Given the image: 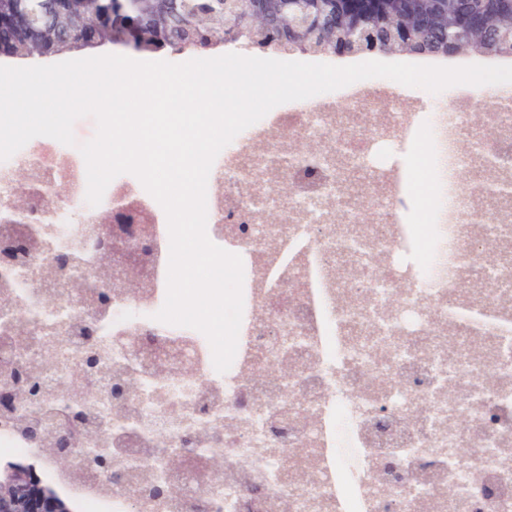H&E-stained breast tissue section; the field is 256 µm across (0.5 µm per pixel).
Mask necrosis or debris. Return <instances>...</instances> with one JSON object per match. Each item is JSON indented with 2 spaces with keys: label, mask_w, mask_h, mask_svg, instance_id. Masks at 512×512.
<instances>
[{
  "label": "necrosis or debris",
  "mask_w": 512,
  "mask_h": 512,
  "mask_svg": "<svg viewBox=\"0 0 512 512\" xmlns=\"http://www.w3.org/2000/svg\"><path fill=\"white\" fill-rule=\"evenodd\" d=\"M473 87L426 113L381 112L358 84L317 106L268 113L216 157L207 183V235L241 256L243 318L223 374L206 337L157 322L169 260L167 217L134 175L108 185L100 210L136 198L154 217L152 286L103 304L93 337L85 308L60 284L89 275L96 242L80 207L50 204L46 186L86 195V165L45 137L0 162V205L17 166L35 175L18 224L37 251L0 266V362L20 331L53 342L37 373L64 395L82 373L90 407L83 447L176 484L173 501L103 493L68 480L85 512H263L277 489L286 512H512V89ZM347 106H339V99ZM418 152L428 192L402 179ZM425 215L409 224L412 203ZM248 225L230 230L224 218ZM133 328L162 348L186 339L184 366L161 368L116 339ZM101 360L81 370L88 351ZM224 473H210L212 450Z\"/></svg>",
  "instance_id": "1"
}]
</instances>
